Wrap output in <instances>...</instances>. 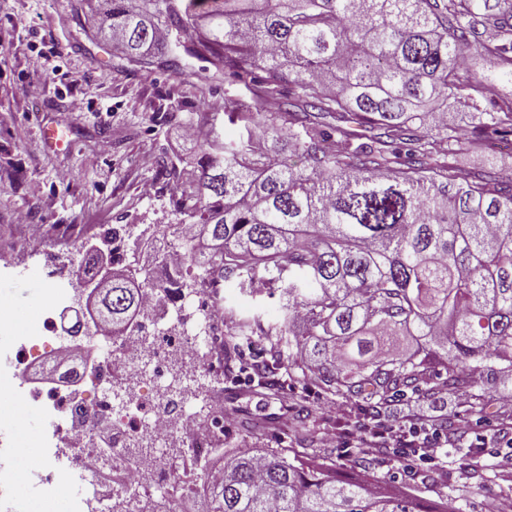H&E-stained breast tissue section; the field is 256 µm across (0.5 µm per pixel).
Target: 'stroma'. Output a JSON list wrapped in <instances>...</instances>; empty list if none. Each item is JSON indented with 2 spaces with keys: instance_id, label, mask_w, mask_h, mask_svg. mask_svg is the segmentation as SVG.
Returning a JSON list of instances; mask_svg holds the SVG:
<instances>
[{
  "instance_id": "stroma-1",
  "label": "stroma",
  "mask_w": 512,
  "mask_h": 512,
  "mask_svg": "<svg viewBox=\"0 0 512 512\" xmlns=\"http://www.w3.org/2000/svg\"><path fill=\"white\" fill-rule=\"evenodd\" d=\"M96 0H0V306L14 330L0 332V354L14 344L15 330L48 305L50 285L37 272L29 238L45 241L50 255L74 272L82 246L113 224L129 225L131 236L165 232L178 218L170 206L175 178L196 170L189 144L177 135L201 127L228 100H250L245 84H228L209 63L188 60L182 71L145 70L133 65L101 37ZM52 43L56 71L28 66L31 49ZM70 129L73 149L48 148L40 130ZM153 190L143 194V183ZM486 408L465 413L456 396L447 401L415 397L411 406L442 410L461 436L447 458L422 464L392 449L358 455L353 435L367 423L354 403L331 399L319 389L276 379L273 387L224 386V409L233 415L224 448H286L336 467L338 478L366 481L435 512L453 501L460 512H484L487 498L512 495V482L497 479L498 450L483 442L505 412L501 392L489 391ZM15 421L14 470L33 472L49 440L41 413L22 391H9ZM336 443H326V433ZM482 447L479 468L459 463L462 451Z\"/></svg>"
}]
</instances>
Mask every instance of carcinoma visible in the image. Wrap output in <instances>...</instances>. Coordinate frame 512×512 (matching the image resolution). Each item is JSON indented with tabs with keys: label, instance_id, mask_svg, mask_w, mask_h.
<instances>
[{
	"label": "carcinoma",
	"instance_id": "cac0c4a2",
	"mask_svg": "<svg viewBox=\"0 0 512 512\" xmlns=\"http://www.w3.org/2000/svg\"><path fill=\"white\" fill-rule=\"evenodd\" d=\"M100 33L132 62L207 60L256 99L226 142L201 128L199 174L171 199L193 225L179 299L214 280L276 299L234 317L224 351L271 340L259 385L291 381L380 416L435 387L483 405L512 385V174L453 157L512 134V0H100ZM502 89L486 105V89ZM468 128L442 125L448 106ZM302 165L288 163L286 153ZM159 285L131 256L99 319L124 336ZM201 512H420L330 468L254 448L204 474Z\"/></svg>",
	"mask_w": 512,
	"mask_h": 512
}]
</instances>
